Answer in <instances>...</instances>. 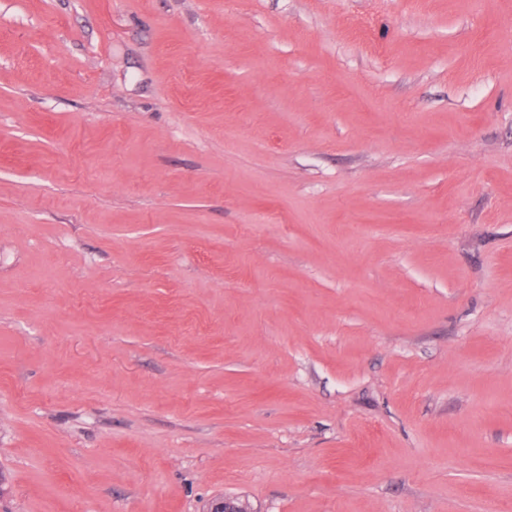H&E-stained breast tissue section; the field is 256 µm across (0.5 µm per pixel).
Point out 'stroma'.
I'll return each instance as SVG.
<instances>
[{"label": "stroma", "instance_id": "stroma-1", "mask_svg": "<svg viewBox=\"0 0 512 512\" xmlns=\"http://www.w3.org/2000/svg\"><path fill=\"white\" fill-rule=\"evenodd\" d=\"M0 512H512V0H0Z\"/></svg>", "mask_w": 512, "mask_h": 512}]
</instances>
